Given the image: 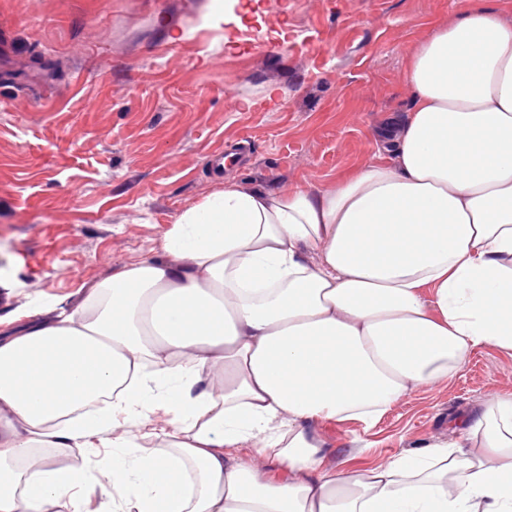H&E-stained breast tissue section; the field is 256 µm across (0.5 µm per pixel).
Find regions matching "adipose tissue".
Masks as SVG:
<instances>
[{"label":"adipose tissue","instance_id":"adipose-tissue-1","mask_svg":"<svg viewBox=\"0 0 512 512\" xmlns=\"http://www.w3.org/2000/svg\"><path fill=\"white\" fill-rule=\"evenodd\" d=\"M406 84L328 188L225 181L159 257L32 300L0 336V512H512V397L366 471L317 429L512 356V12L464 0Z\"/></svg>","mask_w":512,"mask_h":512}]
</instances>
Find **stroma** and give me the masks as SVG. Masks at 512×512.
<instances>
[{
    "label": "stroma",
    "instance_id": "35a3bbf8",
    "mask_svg": "<svg viewBox=\"0 0 512 512\" xmlns=\"http://www.w3.org/2000/svg\"><path fill=\"white\" fill-rule=\"evenodd\" d=\"M458 0H0V331L34 295L78 302L160 254L186 208L233 180L319 190L367 163L409 109L405 63ZM245 141L246 161L210 155ZM512 396L485 346L378 422H326L365 469L449 439ZM355 456H347V449Z\"/></svg>",
    "mask_w": 512,
    "mask_h": 512
}]
</instances>
